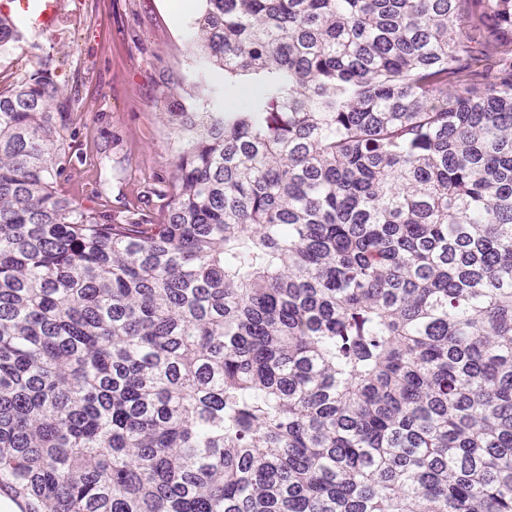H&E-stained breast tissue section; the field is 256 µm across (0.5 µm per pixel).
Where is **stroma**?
I'll return each mask as SVG.
<instances>
[{
	"label": "stroma",
	"instance_id": "obj_1",
	"mask_svg": "<svg viewBox=\"0 0 512 512\" xmlns=\"http://www.w3.org/2000/svg\"><path fill=\"white\" fill-rule=\"evenodd\" d=\"M60 2L62 11L77 10L74 22L0 47V82L47 64L76 91L62 189L102 214L156 218L178 151L164 114L205 108L193 92L205 77L197 19L177 20L167 0Z\"/></svg>",
	"mask_w": 512,
	"mask_h": 512
}]
</instances>
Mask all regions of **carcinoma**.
Instances as JSON below:
<instances>
[{
	"mask_svg": "<svg viewBox=\"0 0 512 512\" xmlns=\"http://www.w3.org/2000/svg\"><path fill=\"white\" fill-rule=\"evenodd\" d=\"M205 2L156 223L60 189L45 68L0 86V488L512 512V0Z\"/></svg>",
	"mask_w": 512,
	"mask_h": 512,
	"instance_id": "1",
	"label": "carcinoma"
}]
</instances>
